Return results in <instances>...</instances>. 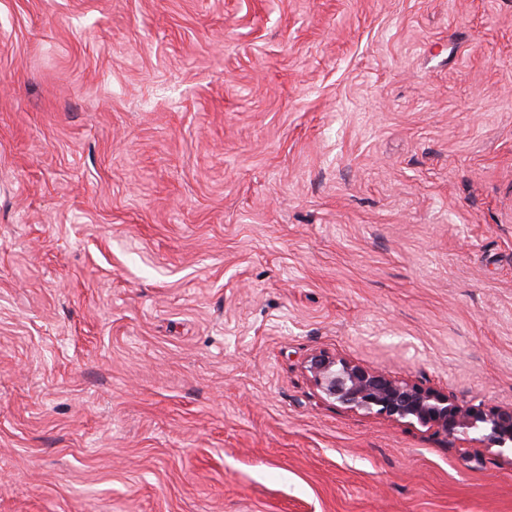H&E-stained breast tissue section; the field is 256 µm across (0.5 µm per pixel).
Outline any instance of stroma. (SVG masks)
<instances>
[{
	"label": "stroma",
	"mask_w": 512,
	"mask_h": 512,
	"mask_svg": "<svg viewBox=\"0 0 512 512\" xmlns=\"http://www.w3.org/2000/svg\"><path fill=\"white\" fill-rule=\"evenodd\" d=\"M512 0H0V512H512ZM319 354L310 371L321 391L350 407L394 418H415L446 437L475 440L500 448L512 445V407L460 405L448 393L398 381L384 371ZM478 438H470V434ZM462 437V438H461Z\"/></svg>",
	"instance_id": "35a3bbf8"
}]
</instances>
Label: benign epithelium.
I'll return each mask as SVG.
<instances>
[{"mask_svg": "<svg viewBox=\"0 0 512 512\" xmlns=\"http://www.w3.org/2000/svg\"><path fill=\"white\" fill-rule=\"evenodd\" d=\"M310 371L321 391L350 407L376 410L394 418L412 417L447 437L469 439L504 448L512 445V407L483 403L460 405L447 393L398 381L384 371L319 354Z\"/></svg>", "mask_w": 512, "mask_h": 512, "instance_id": "7a95c632", "label": "benign epithelium"}]
</instances>
